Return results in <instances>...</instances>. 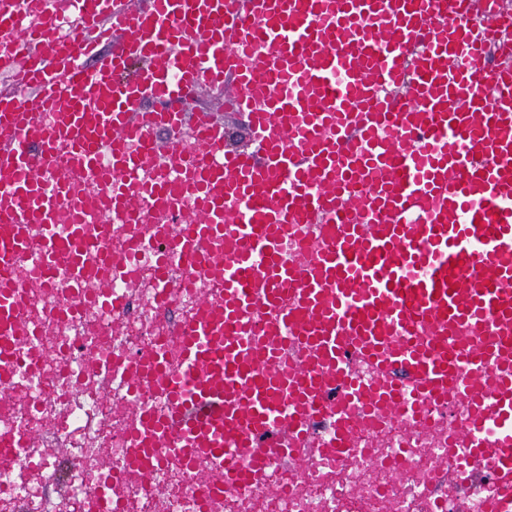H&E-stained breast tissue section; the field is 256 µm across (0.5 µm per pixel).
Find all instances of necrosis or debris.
Returning <instances> with one entry per match:
<instances>
[{
	"mask_svg": "<svg viewBox=\"0 0 512 512\" xmlns=\"http://www.w3.org/2000/svg\"><path fill=\"white\" fill-rule=\"evenodd\" d=\"M190 220L186 209L159 226L94 217L76 280L34 254L12 268L32 334L0 339V512H491V462L448 445L467 420L458 403L430 407L425 428L371 414L345 453L326 446L331 417L311 420L295 455L272 457L244 491L216 486L206 454L135 441L163 408L159 367L180 366L181 327L213 288L178 269L162 287L160 259Z\"/></svg>",
	"mask_w": 512,
	"mask_h": 512,
	"instance_id": "obj_1",
	"label": "necrosis or debris"
}]
</instances>
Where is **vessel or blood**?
<instances>
[{"label": "vessel or blood", "mask_w": 512, "mask_h": 512, "mask_svg": "<svg viewBox=\"0 0 512 512\" xmlns=\"http://www.w3.org/2000/svg\"><path fill=\"white\" fill-rule=\"evenodd\" d=\"M510 18L485 0H0V67L33 94L0 92V332L26 333L7 273L30 225L49 265L79 271L82 184L119 223H147L146 198L191 203L175 255L222 299L182 326L177 428L155 440L219 463L253 449L224 475L243 486L310 419L333 414L343 451L372 406L419 419L452 399L469 409L455 443L512 504ZM204 88L248 147L187 123ZM312 239L313 259L283 251ZM289 344L295 363L268 371Z\"/></svg>", "instance_id": "obj_1"}]
</instances>
